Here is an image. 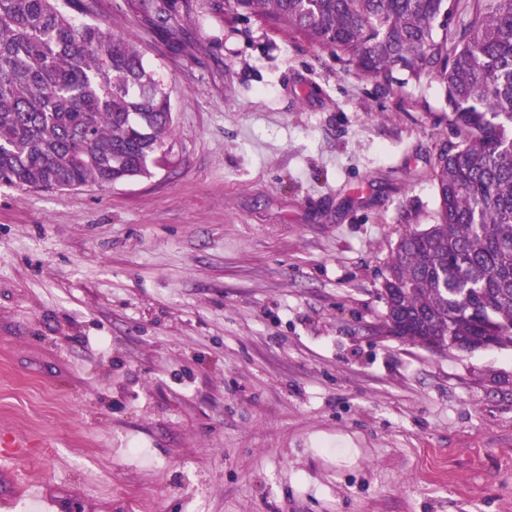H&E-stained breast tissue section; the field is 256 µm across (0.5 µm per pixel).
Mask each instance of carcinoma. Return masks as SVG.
I'll return each instance as SVG.
<instances>
[{
	"instance_id": "1",
	"label": "carcinoma",
	"mask_w": 512,
	"mask_h": 512,
	"mask_svg": "<svg viewBox=\"0 0 512 512\" xmlns=\"http://www.w3.org/2000/svg\"><path fill=\"white\" fill-rule=\"evenodd\" d=\"M89 0H0V184L71 190L151 175L171 90ZM387 84L444 88L459 137L433 169L438 209L409 227L382 284L386 331L435 350L512 346V0H226ZM156 0L153 24L177 20ZM457 9L466 21L452 28Z\"/></svg>"
}]
</instances>
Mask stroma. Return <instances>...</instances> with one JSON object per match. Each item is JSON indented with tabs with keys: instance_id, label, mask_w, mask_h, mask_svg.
Masks as SVG:
<instances>
[{
	"instance_id": "stroma-1",
	"label": "stroma",
	"mask_w": 512,
	"mask_h": 512,
	"mask_svg": "<svg viewBox=\"0 0 512 512\" xmlns=\"http://www.w3.org/2000/svg\"><path fill=\"white\" fill-rule=\"evenodd\" d=\"M172 92L150 177L0 185V459L74 512H512V347L387 335L455 146L437 82L360 75L224 0H93ZM154 5L153 24L161 30H167L177 20L178 0H156Z\"/></svg>"
}]
</instances>
